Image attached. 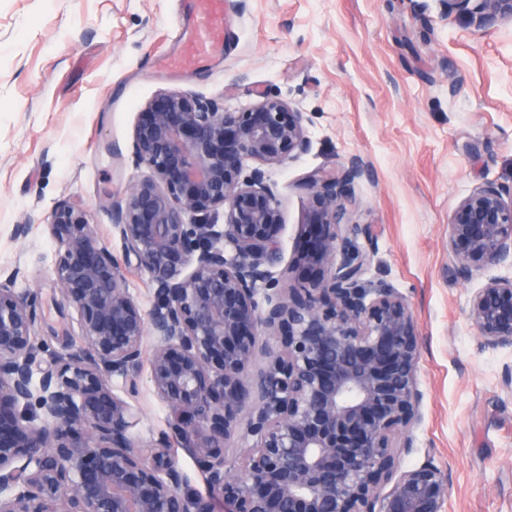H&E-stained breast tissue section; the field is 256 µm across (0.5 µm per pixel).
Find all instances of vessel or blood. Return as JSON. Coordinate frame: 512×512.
<instances>
[{"label": "vessel or blood", "mask_w": 512, "mask_h": 512, "mask_svg": "<svg viewBox=\"0 0 512 512\" xmlns=\"http://www.w3.org/2000/svg\"><path fill=\"white\" fill-rule=\"evenodd\" d=\"M190 9L192 26L181 36L180 52L165 59V68H179L188 60H204L224 40L231 0H192Z\"/></svg>", "instance_id": "1"}]
</instances>
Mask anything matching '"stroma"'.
<instances>
[{"label": "stroma", "instance_id": "1", "mask_svg": "<svg viewBox=\"0 0 512 512\" xmlns=\"http://www.w3.org/2000/svg\"><path fill=\"white\" fill-rule=\"evenodd\" d=\"M189 0H0V269L22 264L19 290L39 292L40 331L60 319L48 234L53 206H85L114 255L112 202L142 176L121 160L144 103L180 90L241 111L261 94L308 113V153L270 168L284 217L276 271L298 265L309 236L302 179L361 157L348 220L369 227V282L410 301L422 333L424 393L414 448L446 468V512H512V347H482L468 320L474 289L512 274L490 266L462 279L448 220L472 190L512 188V21L487 28L439 0H233L229 39L203 61L157 68L178 51ZM26 224V238L13 239Z\"/></svg>", "mask_w": 512, "mask_h": 512}]
</instances>
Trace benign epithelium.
I'll use <instances>...</instances> for the list:
<instances>
[{
    "mask_svg": "<svg viewBox=\"0 0 512 512\" xmlns=\"http://www.w3.org/2000/svg\"><path fill=\"white\" fill-rule=\"evenodd\" d=\"M440 2L478 28L512 20V0ZM309 122L276 96L243 112L179 90L148 101L128 146L145 176L112 204L124 260L77 201L48 224L76 348L38 342L37 292L17 288L21 267L0 272V512H445L447 470L401 465L423 401L421 332L404 294L364 281L372 236L348 222L360 158L301 184L314 233L298 263L320 277L290 267L283 288L271 270L284 218L266 168L309 150ZM448 250L464 279L512 262V190L485 182L464 198ZM132 259L151 276L147 311L126 287ZM468 316L483 346L512 347V276L475 289ZM262 335L275 345L259 348ZM146 354L169 415L142 445L130 399ZM241 426L252 445L236 466L226 443Z\"/></svg>",
    "mask_w": 512,
    "mask_h": 512,
    "instance_id": "1",
    "label": "benign epithelium"
}]
</instances>
